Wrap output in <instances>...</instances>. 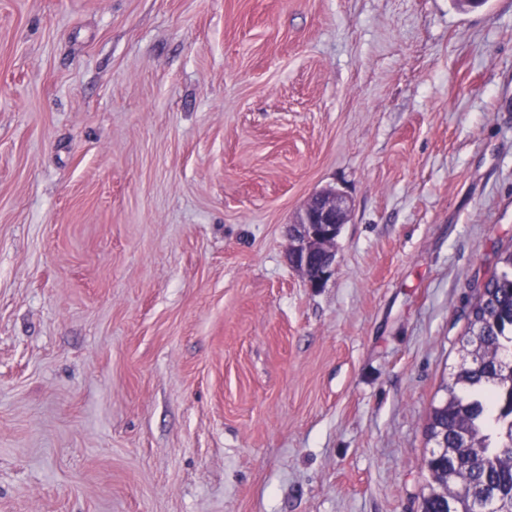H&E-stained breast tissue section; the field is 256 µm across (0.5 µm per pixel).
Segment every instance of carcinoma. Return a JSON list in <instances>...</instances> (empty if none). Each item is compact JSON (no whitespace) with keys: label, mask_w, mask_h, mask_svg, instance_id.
Returning a JSON list of instances; mask_svg holds the SVG:
<instances>
[{"label":"carcinoma","mask_w":512,"mask_h":512,"mask_svg":"<svg viewBox=\"0 0 512 512\" xmlns=\"http://www.w3.org/2000/svg\"><path fill=\"white\" fill-rule=\"evenodd\" d=\"M469 309L462 363L432 406L422 512H512V246Z\"/></svg>","instance_id":"carcinoma-1"}]
</instances>
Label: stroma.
I'll use <instances>...</instances> for the list:
<instances>
[{"mask_svg": "<svg viewBox=\"0 0 512 512\" xmlns=\"http://www.w3.org/2000/svg\"><path fill=\"white\" fill-rule=\"evenodd\" d=\"M511 245L512 0H0V512H421ZM350 209L345 197L323 190L309 198L290 225L289 262L314 288L321 287L334 271L336 237Z\"/></svg>", "mask_w": 512, "mask_h": 512, "instance_id": "35a3bbf8", "label": "stroma"}]
</instances>
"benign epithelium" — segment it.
<instances>
[{
	"label": "benign epithelium",
	"instance_id": "obj_1",
	"mask_svg": "<svg viewBox=\"0 0 512 512\" xmlns=\"http://www.w3.org/2000/svg\"><path fill=\"white\" fill-rule=\"evenodd\" d=\"M349 213L345 197L323 190L309 198L290 225L289 262L314 288L321 287L334 271L336 237Z\"/></svg>",
	"mask_w": 512,
	"mask_h": 512
}]
</instances>
